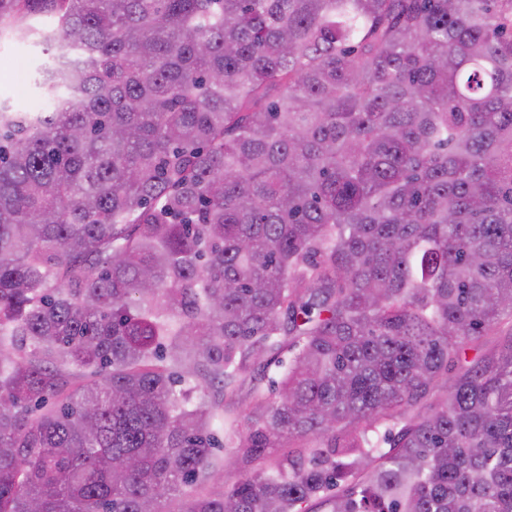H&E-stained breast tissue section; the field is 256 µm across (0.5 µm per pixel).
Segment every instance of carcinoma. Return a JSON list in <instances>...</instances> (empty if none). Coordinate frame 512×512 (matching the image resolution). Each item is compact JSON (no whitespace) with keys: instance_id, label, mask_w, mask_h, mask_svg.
Returning a JSON list of instances; mask_svg holds the SVG:
<instances>
[{"instance_id":"1","label":"carcinoma","mask_w":512,"mask_h":512,"mask_svg":"<svg viewBox=\"0 0 512 512\" xmlns=\"http://www.w3.org/2000/svg\"><path fill=\"white\" fill-rule=\"evenodd\" d=\"M33 14L0 512H512V0H0V31ZM289 336L258 468L210 490ZM292 352L285 346L283 349L269 353L265 357L267 365L264 369L247 373L244 376V383L239 390L237 396L228 405L224 403V414L231 421H233V429L221 428L218 430V440L224 448H216L215 454L217 457H225L233 454L237 450L239 440L248 432L247 414L252 401V387L253 385H260L267 390L268 380L278 379L283 367L280 366L288 363L291 358ZM256 378V379H255Z\"/></svg>"}]
</instances>
